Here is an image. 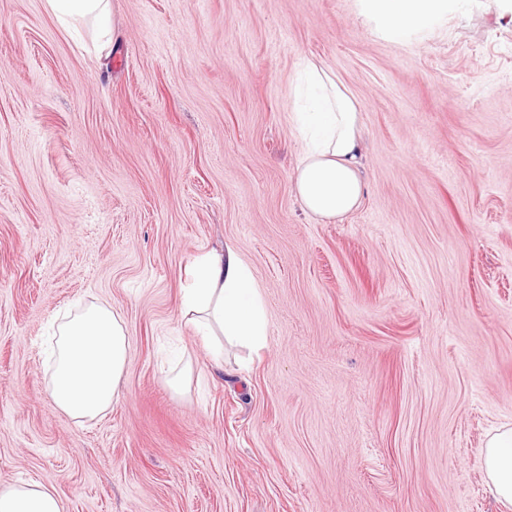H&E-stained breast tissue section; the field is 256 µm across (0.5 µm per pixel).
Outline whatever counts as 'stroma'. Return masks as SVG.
Here are the masks:
<instances>
[{
  "mask_svg": "<svg viewBox=\"0 0 512 512\" xmlns=\"http://www.w3.org/2000/svg\"><path fill=\"white\" fill-rule=\"evenodd\" d=\"M117 45L0 0V485L64 512H503L481 468L512 425V0L389 40L360 0H110ZM361 103L366 192L307 215L288 82ZM236 250L267 346L215 364L181 318ZM119 315L120 398L43 391L48 318ZM182 373L172 391L169 374Z\"/></svg>",
  "mask_w": 512,
  "mask_h": 512,
  "instance_id": "1",
  "label": "stroma"
}]
</instances>
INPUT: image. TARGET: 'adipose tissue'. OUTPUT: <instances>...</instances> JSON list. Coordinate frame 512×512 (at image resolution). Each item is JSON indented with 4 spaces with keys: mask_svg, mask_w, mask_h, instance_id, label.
<instances>
[{
    "mask_svg": "<svg viewBox=\"0 0 512 512\" xmlns=\"http://www.w3.org/2000/svg\"><path fill=\"white\" fill-rule=\"evenodd\" d=\"M380 22L383 35L403 40L430 30L453 0H364ZM59 25L76 34L93 19L109 22V0H47ZM291 121L304 142L293 177V190L313 217L333 221L355 209L362 198L363 155L360 103L324 66L303 60L288 85ZM181 313L203 336L214 359L225 345L263 349L269 325L265 302L251 266L232 249L196 266ZM48 359L51 375L44 387L69 417L93 419L118 398L131 344L121 319L103 303L85 306L66 317L53 335ZM482 467L497 498L512 505V428L502 427L486 442ZM0 512H63L60 498L36 483L0 487Z\"/></svg>",
    "mask_w": 512,
    "mask_h": 512,
    "instance_id": "obj_1",
    "label": "adipose tissue"
}]
</instances>
